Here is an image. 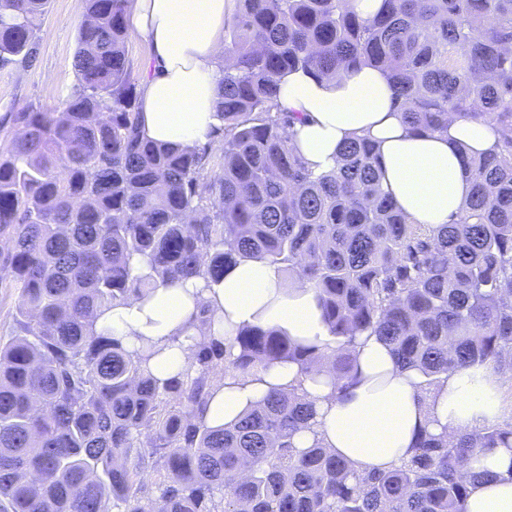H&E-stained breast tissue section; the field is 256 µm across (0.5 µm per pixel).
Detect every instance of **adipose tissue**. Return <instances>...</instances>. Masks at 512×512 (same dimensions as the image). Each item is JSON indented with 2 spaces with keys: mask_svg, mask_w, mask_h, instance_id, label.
<instances>
[{
  "mask_svg": "<svg viewBox=\"0 0 512 512\" xmlns=\"http://www.w3.org/2000/svg\"><path fill=\"white\" fill-rule=\"evenodd\" d=\"M236 10L237 0H128V21L148 48L139 116L146 139L182 149L211 141L221 124L224 25ZM278 104L282 111L301 113L289 130V144L314 173L332 170L351 138H369L384 189L417 224H444L462 212L471 186L465 154L494 152L499 139L490 122L455 114L448 118L447 132L410 134L393 86L369 66L336 80L291 72L281 80ZM203 300L228 329L263 324L318 344L329 340L313 291L302 282L284 281L275 266L251 258L231 266L212 288L192 282L161 286L149 299L114 307L103 323L128 346L155 343L151 370L168 378L202 341L195 318ZM356 358L358 381L344 397L334 396L328 376L305 381V391L316 401L317 425L315 432L295 436L296 447L318 439L359 469H387L409 458L422 432L452 437L501 423L512 411L500 376L490 367L450 372L427 390L421 376L397 367L379 341L360 343ZM296 372L294 365L279 364L217 389L208 425L232 422L271 388L291 384ZM471 468L483 479L469 494L466 512H512V448L480 455Z\"/></svg>",
  "mask_w": 512,
  "mask_h": 512,
  "instance_id": "obj_1",
  "label": "adipose tissue"
}]
</instances>
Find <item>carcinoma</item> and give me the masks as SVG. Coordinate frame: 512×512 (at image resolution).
Listing matches in <instances>:
<instances>
[{
	"label": "carcinoma",
	"mask_w": 512,
	"mask_h": 512,
	"mask_svg": "<svg viewBox=\"0 0 512 512\" xmlns=\"http://www.w3.org/2000/svg\"><path fill=\"white\" fill-rule=\"evenodd\" d=\"M239 2L219 146L141 135L126 0H87L62 111L10 115L0 288L17 297L0 339V512H464L482 479L472 460L512 448V420L452 439L425 431L387 470L293 444L315 425L303 381L326 374L345 395L359 337L428 388L474 365L512 382V0H381L373 13L356 0ZM48 8L0 0V69L31 62ZM363 66L393 85L415 133L448 131L450 113L498 127L499 151L468 158L470 197L450 222L410 223L367 139L317 177L287 145L280 78ZM241 258L309 285L331 342L264 325L226 334L202 302L208 341L161 380L154 345L130 349L98 327L159 286L218 283ZM275 364L295 365L297 384L231 424L205 423L216 382Z\"/></svg>",
	"instance_id": "obj_1"
}]
</instances>
